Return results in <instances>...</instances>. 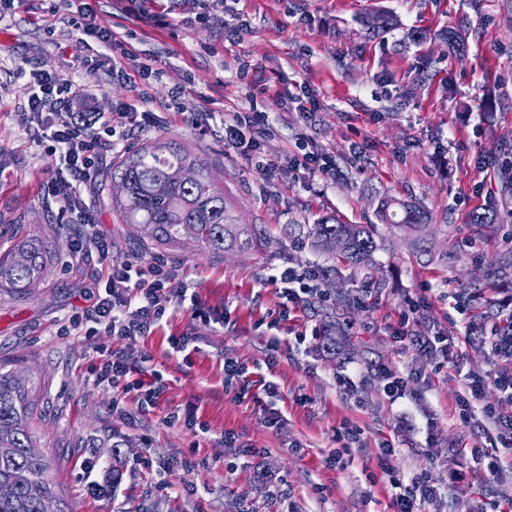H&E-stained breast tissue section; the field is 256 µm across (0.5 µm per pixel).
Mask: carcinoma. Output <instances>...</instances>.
<instances>
[{
    "mask_svg": "<svg viewBox=\"0 0 512 512\" xmlns=\"http://www.w3.org/2000/svg\"><path fill=\"white\" fill-rule=\"evenodd\" d=\"M442 37L454 55L466 52L465 36L447 30ZM192 170L197 180L186 185L181 174ZM111 181L125 185L112 195V209L123 224L136 230L140 247L164 248L189 240L212 253L248 252L259 244L263 231L257 224H242L230 208L226 193L214 187L207 167L181 145L151 142L122 155L112 164ZM379 216L384 224L417 227L427 223L415 204L387 200ZM308 236L316 246L328 240L340 243L339 253L351 266L372 261L376 249L373 232L361 224L310 225ZM45 248L30 243L0 259V283L29 288L43 277ZM32 384L13 370H0V512H73L50 478L51 460L36 449L32 430L35 404Z\"/></svg>",
    "mask_w": 512,
    "mask_h": 512,
    "instance_id": "1",
    "label": "carcinoma"
}]
</instances>
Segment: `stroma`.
<instances>
[{
  "mask_svg": "<svg viewBox=\"0 0 512 512\" xmlns=\"http://www.w3.org/2000/svg\"><path fill=\"white\" fill-rule=\"evenodd\" d=\"M381 10L397 24L370 34L366 20ZM79 12L117 35L109 56L76 30ZM449 29L465 31L464 56L449 55L440 37ZM38 66L97 88L88 103L58 104L56 124L84 110L112 113L124 137L79 187L93 226L71 223L47 194L55 164L28 107ZM145 111L155 117L146 126ZM196 112L210 113L206 128L189 125ZM235 112L266 116L257 151L225 146L224 120ZM158 139L206 163L241 221L262 226V245L214 254L190 241L150 251L134 244L112 212L109 173L121 153ZM309 152L332 158L335 174L297 166ZM271 161L267 180L259 167ZM508 172L512 0H224L202 20L190 0L0 8V256L30 240L50 254L35 285L0 288V363L37 382V444L54 460L65 501L75 512H392L378 463L386 438L398 471H428L440 490L426 512H475L512 496V481L486 475L470 455L495 435L485 409L510 415L512 397L489 385L470 417L458 407L471 377L500 362L489 336L512 298V215L485 225L472 216L491 200L512 201ZM389 198L420 205L428 223H380ZM325 218L375 225L371 267L314 246L307 229ZM79 235L87 258L75 263L69 247ZM103 239L111 260L167 263L204 315L178 310L132 346L86 337L77 318L108 277ZM290 266L331 271L337 288L315 306L285 310L278 276ZM411 311L414 332L447 337L453 360L397 340ZM329 324L346 343L335 355L316 334ZM181 337L194 347L186 361L172 353ZM98 345L150 356L167 384L150 413L129 402L113 409L112 391L93 381ZM228 358L244 368L229 384ZM375 362L406 378L404 398L384 395ZM266 380L277 396L264 391ZM171 412L205 423L207 434L169 425ZM273 413L281 425L268 424ZM335 451L331 469L325 460ZM115 465L118 478L104 486Z\"/></svg>",
  "mask_w": 512,
  "mask_h": 512,
  "instance_id": "stroma-1",
  "label": "stroma"
}]
</instances>
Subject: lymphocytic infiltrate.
<instances>
[{
    "label": "lymphocytic infiltrate",
    "mask_w": 512,
    "mask_h": 512,
    "mask_svg": "<svg viewBox=\"0 0 512 512\" xmlns=\"http://www.w3.org/2000/svg\"><path fill=\"white\" fill-rule=\"evenodd\" d=\"M30 77L31 120L41 128L43 137L50 141V150L57 160V174L48 191L61 210L73 216L75 223L91 224L92 218L84 208L76 186L89 180L96 171L101 154L111 151V138L115 134L112 122L107 119L98 126L93 120L82 119L71 126L56 127L53 115L57 105L91 99V86L74 83L51 68H36ZM186 293V288L177 282L173 272L164 269L163 265H155L146 273L129 262L113 264L102 294L98 295L93 309L86 315L90 323L87 333L93 336L102 329L108 335L136 343L139 337L159 325L168 312L178 310L186 300ZM493 336L495 350L502 363L486 375L472 379L468 396L459 400L462 413L470 412L471 401L480 396L485 382L494 383L502 391L512 392V316L495 329ZM97 354L98 384L121 390L120 397L113 399V406H120L122 398L127 396L132 397L139 412H149L156 406L166 388L160 372L134 365L127 354L108 347H99ZM485 417L496 432V444L490 450L471 449L470 454L482 463L486 473L500 479L512 469V415L503 416L489 410ZM395 453L392 442H381L379 459L395 490L393 512H423L425 503L439 497L440 492L426 474L408 478L390 467L389 461Z\"/></svg>",
    "instance_id": "f902f5d3"
}]
</instances>
